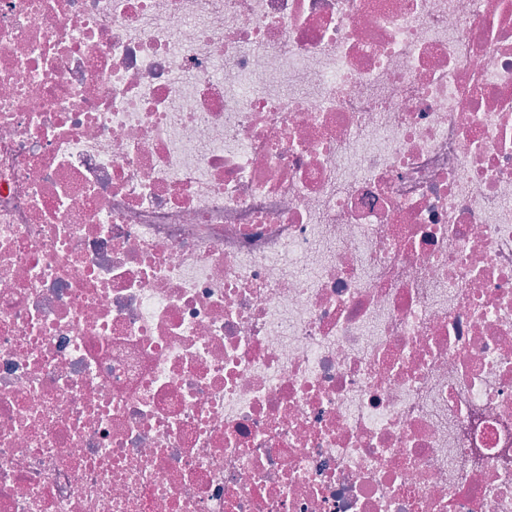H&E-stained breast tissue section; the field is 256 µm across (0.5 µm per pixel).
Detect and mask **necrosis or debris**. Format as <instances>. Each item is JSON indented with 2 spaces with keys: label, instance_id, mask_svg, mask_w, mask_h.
<instances>
[{
  "label": "necrosis or debris",
  "instance_id": "obj_1",
  "mask_svg": "<svg viewBox=\"0 0 512 512\" xmlns=\"http://www.w3.org/2000/svg\"><path fill=\"white\" fill-rule=\"evenodd\" d=\"M0 512H512V0H0Z\"/></svg>",
  "mask_w": 512,
  "mask_h": 512
}]
</instances>
